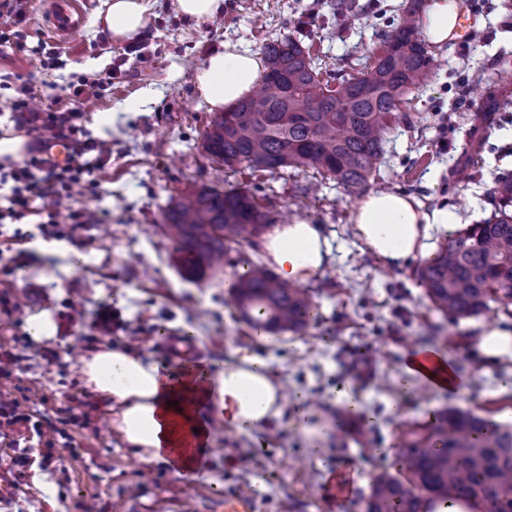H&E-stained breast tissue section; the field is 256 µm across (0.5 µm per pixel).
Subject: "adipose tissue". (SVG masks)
<instances>
[{"label": "adipose tissue", "instance_id": "ef3b65f1", "mask_svg": "<svg viewBox=\"0 0 512 512\" xmlns=\"http://www.w3.org/2000/svg\"><path fill=\"white\" fill-rule=\"evenodd\" d=\"M147 10L146 0H109L104 21L115 37L128 38L144 26ZM458 15L457 0H431L423 20L426 40L439 46L456 38ZM262 70L258 53L228 43L197 69L196 90L210 109L229 110L255 88ZM455 221L448 211H426L415 198L391 191L368 194L354 213L358 238L387 268L428 257L434 227ZM259 249L282 280L294 283L314 277L330 253L319 226L304 221L278 226ZM404 369L448 393L463 389L443 354L415 351ZM81 373L87 387L111 401L116 429L136 456L182 471L199 467L210 444L211 415L243 433L264 430L282 416V383L247 348L237 349L217 372L188 361L173 374L130 348L103 346L83 357Z\"/></svg>", "mask_w": 512, "mask_h": 512}]
</instances>
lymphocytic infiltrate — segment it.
<instances>
[{
    "instance_id": "f902f5d3",
    "label": "lymphocytic infiltrate",
    "mask_w": 512,
    "mask_h": 512,
    "mask_svg": "<svg viewBox=\"0 0 512 512\" xmlns=\"http://www.w3.org/2000/svg\"><path fill=\"white\" fill-rule=\"evenodd\" d=\"M109 76H74L57 94L48 95L34 105L26 81H19L9 96V119L15 130L28 138L20 160L0 162V188L9 192L0 198V229L37 218L46 234L63 237L67 231L59 224L60 215L70 223H88V216L77 206L80 197L95 191L96 173L112 157L111 147L92 137L86 129L85 106L98 86L109 83ZM70 107H62V100ZM63 145L65 161H57L51 150ZM72 416L70 408L54 412L34 407L29 396L0 400V443L19 447L21 442H37L53 450L60 447L66 433L62 428Z\"/></svg>"
}]
</instances>
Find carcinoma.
Returning <instances> with one entry per match:
<instances>
[{
  "label": "carcinoma",
  "mask_w": 512,
  "mask_h": 512,
  "mask_svg": "<svg viewBox=\"0 0 512 512\" xmlns=\"http://www.w3.org/2000/svg\"><path fill=\"white\" fill-rule=\"evenodd\" d=\"M420 2L409 0L401 26L380 53L339 87L323 76L310 48L295 36L263 47L259 90L234 109L216 112L202 134V151L233 168L263 161L365 186L384 157L398 103L429 75L430 56L418 38ZM494 214L448 239L414 271L433 308L445 318L476 317L492 303H512V175L498 179ZM176 243L174 264L187 279L218 271L231 245L269 225L245 188L201 186L171 199L164 214ZM232 296L252 330L299 332L317 321L304 288L267 267L247 263ZM448 502L477 512H512V426L451 409L402 444L396 473L373 479L363 512H435Z\"/></svg>",
  "instance_id": "cac0c4a2"
}]
</instances>
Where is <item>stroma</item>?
Wrapping results in <instances>:
<instances>
[{"label": "stroma", "instance_id": "35a3bbf8", "mask_svg": "<svg viewBox=\"0 0 512 512\" xmlns=\"http://www.w3.org/2000/svg\"><path fill=\"white\" fill-rule=\"evenodd\" d=\"M337 2L224 0L219 17L197 22L179 15L174 0H149L145 26L118 40L100 18L105 0H90L79 40L65 41L51 32L44 0H28L24 42L0 46V75L23 76L40 97L72 74L113 71L86 122L93 137L111 143L112 159L97 174L100 189L78 202L95 217L70 242L84 262L37 252L33 224L19 225V238L0 241V254L17 259L11 271L0 270V294L19 306L14 318L0 312V344L19 358L12 379H0V398L29 387L46 395L49 407L73 405L76 415L67 427L73 450L54 449L44 466L27 470L9 512H78L81 502L98 512H126L133 497L152 512H214L218 499L238 495L252 499V512H362L373 477L395 471L408 426L430 424L450 407L498 422L512 417V357L489 358L476 346L485 331L512 332V315L496 304L449 326L446 354L465 382L463 393L408 377L411 344L442 318L414 277V264L384 268L353 223L359 202L380 187L455 214V224L434 229L437 247L490 217L497 178L512 174V78H502L499 66L512 57V0H459L472 20L469 31L429 46V77L401 103L402 116L365 189L323 179L313 192L310 175L232 171L202 152L200 134L211 113L195 89V71L225 43L258 53L294 35L312 42L339 78L400 26L407 0H345L343 11ZM41 42L57 53L55 67L35 53ZM203 184L250 190L275 223L320 225L332 254L306 283L320 318L307 333H281L266 344L241 321L229 287L243 262H261L257 238L230 251L221 274L180 276L163 211L171 198ZM103 308L112 315L111 342L135 346L167 368L182 362L170 351L173 339L192 346V362L213 371L236 348H249L288 392L281 419L250 435L215 424L207 463L191 477L164 462L140 461L112 428L108 401L82 380L81 361L91 350L85 337ZM43 313L56 330L38 340L30 321ZM49 351L58 360L47 361ZM349 397L359 407L350 416ZM312 423L324 434L308 436L304 427ZM343 471L350 491L339 502L326 489Z\"/></svg>", "mask_w": 512, "mask_h": 512}]
</instances>
